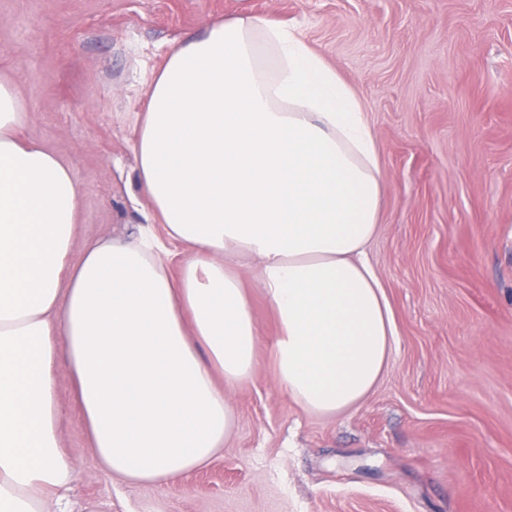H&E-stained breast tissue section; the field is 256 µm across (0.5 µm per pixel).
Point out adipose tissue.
<instances>
[{"label": "adipose tissue", "mask_w": 512, "mask_h": 512, "mask_svg": "<svg viewBox=\"0 0 512 512\" xmlns=\"http://www.w3.org/2000/svg\"><path fill=\"white\" fill-rule=\"evenodd\" d=\"M129 116L136 184L161 234L87 244L82 189L24 134L0 77V512L64 504L56 366L66 355L91 444L116 479L166 484L231 435L227 389L257 367L234 261L257 266L278 333L275 383L306 412L356 408L396 344L367 258L382 195L360 99L293 30L218 18L169 47Z\"/></svg>", "instance_id": "obj_1"}]
</instances>
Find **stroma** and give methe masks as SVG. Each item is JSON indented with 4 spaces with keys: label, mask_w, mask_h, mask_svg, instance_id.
<instances>
[{
    "label": "stroma",
    "mask_w": 512,
    "mask_h": 512,
    "mask_svg": "<svg viewBox=\"0 0 512 512\" xmlns=\"http://www.w3.org/2000/svg\"><path fill=\"white\" fill-rule=\"evenodd\" d=\"M243 15L295 29L362 102L394 352L358 408L306 413L273 380L276 318L242 269L258 367L227 393L223 449L170 485L102 469L59 361L73 512H512V0H0V76L25 133L82 186L72 255L141 227L122 115L169 46Z\"/></svg>",
    "instance_id": "stroma-1"
}]
</instances>
